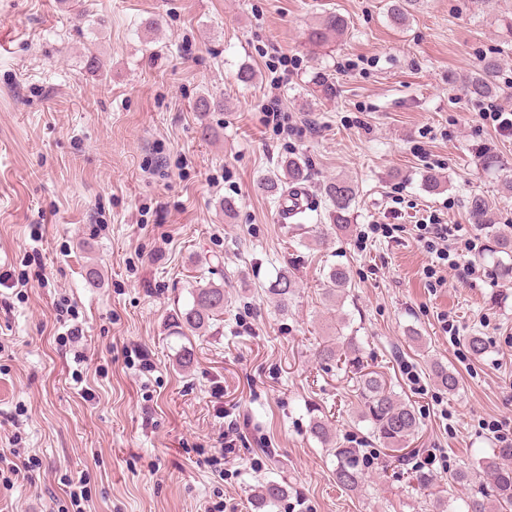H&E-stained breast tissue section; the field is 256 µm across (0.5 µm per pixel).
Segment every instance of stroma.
Here are the masks:
<instances>
[{
	"instance_id": "1",
	"label": "stroma",
	"mask_w": 512,
	"mask_h": 512,
	"mask_svg": "<svg viewBox=\"0 0 512 512\" xmlns=\"http://www.w3.org/2000/svg\"><path fill=\"white\" fill-rule=\"evenodd\" d=\"M388 3L0 0V274L29 280L0 287V454L37 461L32 480L0 484V512H204L219 498L226 512H263L255 496L269 481L288 486L274 512H429L411 475L431 452L448 461L432 468L436 490L465 512L480 484L450 474L492 455L489 422L512 424V278L494 275L484 237L462 259L474 278L451 270L429 287L413 227L433 215L468 224L478 194L512 235V194L479 165L487 151L512 165V136L462 89L495 58L493 95L512 109V0H421L400 28ZM326 11L348 31L317 49L306 31ZM283 61L290 77L275 91ZM318 71L333 96L314 91ZM274 92L298 134L264 125ZM202 95L223 110L196 111ZM286 156L309 174L303 212L288 219L258 188ZM341 176L359 187L343 228L320 191ZM369 224L396 230L361 241ZM317 226L327 245L314 243ZM334 263L351 277L338 305L323 295ZM283 267L299 285L284 315L265 293ZM201 278L223 285L224 318L185 336L176 315ZM63 298L81 343L55 318ZM340 333L420 416L403 459L359 421L353 367L317 358ZM473 334L486 342L479 358L465 345ZM438 365L458 377L455 393ZM316 417L360 449L359 489L337 486L332 450L310 433ZM229 427L221 478L201 459ZM70 474L87 480L77 508Z\"/></svg>"
}]
</instances>
